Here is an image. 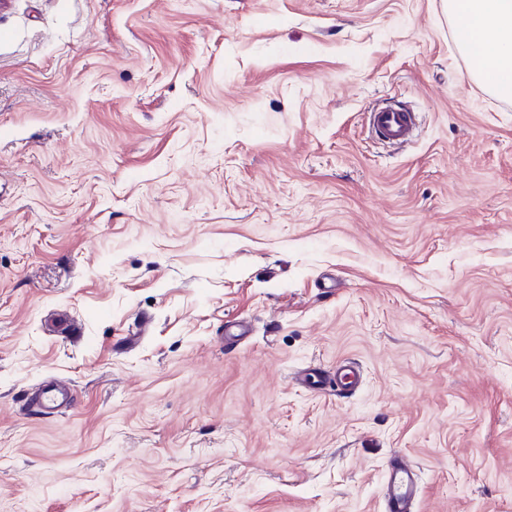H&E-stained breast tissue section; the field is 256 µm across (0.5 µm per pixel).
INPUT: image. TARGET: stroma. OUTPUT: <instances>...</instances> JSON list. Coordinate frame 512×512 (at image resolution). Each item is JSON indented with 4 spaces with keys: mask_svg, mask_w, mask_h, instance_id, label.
Returning <instances> with one entry per match:
<instances>
[{
    "mask_svg": "<svg viewBox=\"0 0 512 512\" xmlns=\"http://www.w3.org/2000/svg\"><path fill=\"white\" fill-rule=\"evenodd\" d=\"M398 453L512 512V99L443 0H0V512H384ZM369 127L381 140L393 146L404 147L414 137L417 119L414 112L398 104H389L370 113ZM361 379L360 373L348 363H341L331 373L316 368H304L297 372L295 380L313 390L330 388L339 391L355 390ZM72 398L68 383L64 380L45 382L39 392L31 397V407L40 414L51 413L67 405Z\"/></svg>",
    "mask_w": 512,
    "mask_h": 512,
    "instance_id": "stroma-1",
    "label": "stroma"
}]
</instances>
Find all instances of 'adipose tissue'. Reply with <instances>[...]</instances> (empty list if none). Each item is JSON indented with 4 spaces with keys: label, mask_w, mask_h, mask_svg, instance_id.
Returning a JSON list of instances; mask_svg holds the SVG:
<instances>
[{
    "label": "adipose tissue",
    "mask_w": 512,
    "mask_h": 512,
    "mask_svg": "<svg viewBox=\"0 0 512 512\" xmlns=\"http://www.w3.org/2000/svg\"><path fill=\"white\" fill-rule=\"evenodd\" d=\"M470 73L493 94L512 99V0H447Z\"/></svg>",
    "instance_id": "adipose-tissue-1"
}]
</instances>
